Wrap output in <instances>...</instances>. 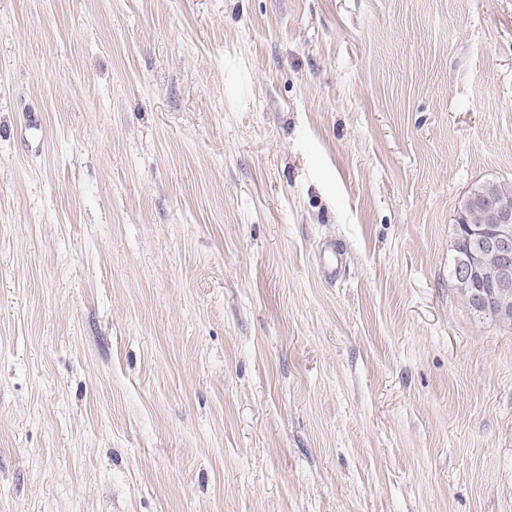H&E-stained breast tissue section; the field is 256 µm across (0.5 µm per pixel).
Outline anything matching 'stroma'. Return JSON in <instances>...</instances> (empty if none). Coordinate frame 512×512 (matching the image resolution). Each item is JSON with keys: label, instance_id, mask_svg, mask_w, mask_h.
I'll return each mask as SVG.
<instances>
[{"label": "stroma", "instance_id": "stroma-1", "mask_svg": "<svg viewBox=\"0 0 512 512\" xmlns=\"http://www.w3.org/2000/svg\"><path fill=\"white\" fill-rule=\"evenodd\" d=\"M488 180L512 0H0V512H512ZM460 210L463 213L462 224H485L484 213L480 207L464 208L462 201ZM461 222L457 216L453 229L454 241L459 240L464 248V253L457 257L455 280L468 285L470 280L480 277L484 257L493 254L498 259L494 273L497 288L504 292L509 291L512 288V202L502 200L490 206L487 224H495L491 229L468 225L467 230H461L456 225ZM484 264L492 267L496 264V258L487 255ZM505 298L509 309L508 319L512 324V289Z\"/></svg>", "mask_w": 512, "mask_h": 512}]
</instances>
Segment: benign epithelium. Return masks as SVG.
Returning <instances> with one entry per match:
<instances>
[{
  "label": "benign epithelium",
  "instance_id": "benign-epithelium-1",
  "mask_svg": "<svg viewBox=\"0 0 512 512\" xmlns=\"http://www.w3.org/2000/svg\"><path fill=\"white\" fill-rule=\"evenodd\" d=\"M454 240L460 241L464 252L459 254L455 267V280L464 284L480 276L484 257L493 254L497 257L494 280L500 290L512 289V202L502 200L492 204L488 210L487 223L492 228L469 225L459 228L460 218H455Z\"/></svg>",
  "mask_w": 512,
  "mask_h": 512
}]
</instances>
